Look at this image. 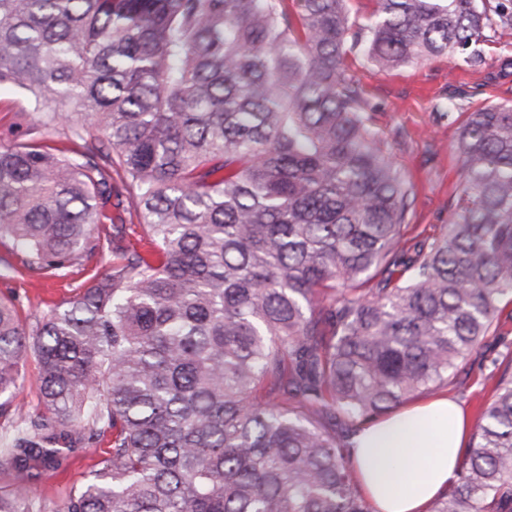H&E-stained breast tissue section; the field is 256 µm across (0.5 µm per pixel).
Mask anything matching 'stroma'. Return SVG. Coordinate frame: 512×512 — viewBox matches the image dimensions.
Listing matches in <instances>:
<instances>
[{"label": "stroma", "mask_w": 512, "mask_h": 512, "mask_svg": "<svg viewBox=\"0 0 512 512\" xmlns=\"http://www.w3.org/2000/svg\"><path fill=\"white\" fill-rule=\"evenodd\" d=\"M483 68L471 70L444 58H425L400 70L386 73L359 55L345 61L347 76L364 89L366 112L374 131L388 142L390 158L401 168L416 192L411 226L439 232L448 221V200L460 193L462 177L454 151L456 125L448 121V106L456 103L472 110L504 100L512 101V75L496 77L499 61L512 57V30L481 46ZM480 84L479 94L466 93L467 85ZM112 241L104 237L96 253L64 275L21 272L20 258L0 246V298L11 300L23 320L43 316L49 302L72 297L78 288L101 274L112 262ZM512 351V325H506L503 342L480 349L476 369L448 386L447 393L470 417H477L489 397L487 380L496 361ZM102 454L97 444L79 446L68 464L52 469L37 481L0 475V487L21 488L35 501L39 512H62L64 495L80 486L96 467Z\"/></svg>", "instance_id": "1"}]
</instances>
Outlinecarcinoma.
Masks as SVG:
<instances>
[{
	"instance_id": "cac0c4a2",
	"label": "carcinoma",
	"mask_w": 512,
	"mask_h": 512,
	"mask_svg": "<svg viewBox=\"0 0 512 512\" xmlns=\"http://www.w3.org/2000/svg\"><path fill=\"white\" fill-rule=\"evenodd\" d=\"M0 0V89L37 122L0 146V243L28 270H109L26 325L0 299V397L39 359L0 473L108 440L65 512H371L365 425L467 370L512 305V103L450 112L465 186L438 235L369 125L382 71L512 29L490 0ZM118 180H112V176ZM141 213L155 259L123 244ZM433 512H512V352ZM0 490V512H35ZM22 381L15 392L14 404L23 407L29 414L40 411L38 391V362L33 351L28 352L22 361Z\"/></svg>"
}]
</instances>
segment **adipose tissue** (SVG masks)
Here are the masks:
<instances>
[{
	"mask_svg": "<svg viewBox=\"0 0 512 512\" xmlns=\"http://www.w3.org/2000/svg\"><path fill=\"white\" fill-rule=\"evenodd\" d=\"M469 429L465 411L443 394L366 425L352 455L372 512H430L452 485Z\"/></svg>",
	"mask_w": 512,
	"mask_h": 512,
	"instance_id": "adipose-tissue-1",
	"label": "adipose tissue"
}]
</instances>
